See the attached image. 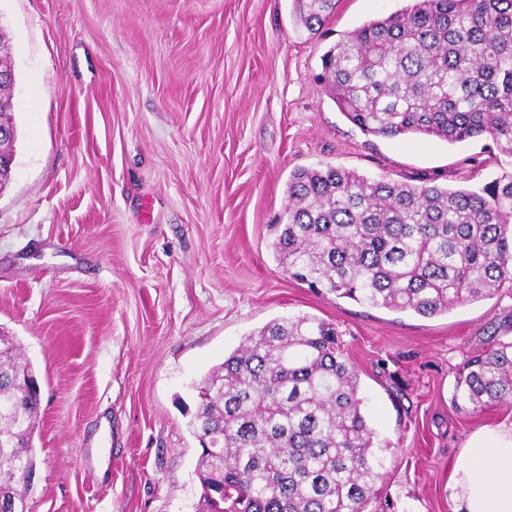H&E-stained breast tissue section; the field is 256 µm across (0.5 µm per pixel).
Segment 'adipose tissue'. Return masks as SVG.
<instances>
[{"label": "adipose tissue", "instance_id": "obj_1", "mask_svg": "<svg viewBox=\"0 0 512 512\" xmlns=\"http://www.w3.org/2000/svg\"><path fill=\"white\" fill-rule=\"evenodd\" d=\"M454 512H512V425L467 440L449 479Z\"/></svg>", "mask_w": 512, "mask_h": 512}]
</instances>
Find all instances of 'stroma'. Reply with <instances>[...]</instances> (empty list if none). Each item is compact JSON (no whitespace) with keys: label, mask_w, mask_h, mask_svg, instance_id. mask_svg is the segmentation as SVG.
I'll return each instance as SVG.
<instances>
[{"label":"stroma","mask_w":512,"mask_h":512,"mask_svg":"<svg viewBox=\"0 0 512 512\" xmlns=\"http://www.w3.org/2000/svg\"><path fill=\"white\" fill-rule=\"evenodd\" d=\"M407 0H0L15 70L0 188V333L42 401L31 512H196L192 386L269 321L332 323L392 453L386 512H453V463L512 405L460 410L458 367L512 341V284L424 317L292 279L273 226L298 167L479 187L485 139L364 135L319 75L344 34ZM299 23L310 34H316L327 22L336 5L334 0H294Z\"/></svg>","instance_id":"stroma-1"}]
</instances>
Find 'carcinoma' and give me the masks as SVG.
Listing matches in <instances>:
<instances>
[{
    "label": "carcinoma",
    "mask_w": 512,
    "mask_h": 512,
    "mask_svg": "<svg viewBox=\"0 0 512 512\" xmlns=\"http://www.w3.org/2000/svg\"><path fill=\"white\" fill-rule=\"evenodd\" d=\"M316 34L335 0H294ZM329 95L363 133L475 138L512 158V0H412L348 32L322 59ZM273 253L328 294L424 317L512 283V170L477 189L367 179L324 165L290 173ZM0 500L30 512L36 376L0 336ZM200 512H368L387 474L356 367L336 328L274 319L195 385ZM453 403L512 401V342L470 358Z\"/></svg>",
    "instance_id": "carcinoma-1"
}]
</instances>
